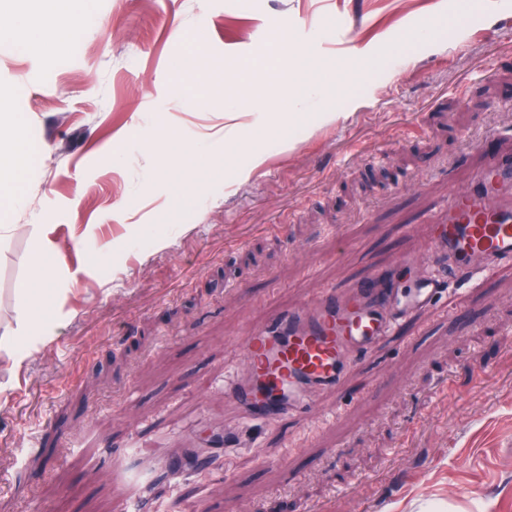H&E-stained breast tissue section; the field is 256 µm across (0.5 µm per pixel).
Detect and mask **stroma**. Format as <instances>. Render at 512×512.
Wrapping results in <instances>:
<instances>
[{"mask_svg":"<svg viewBox=\"0 0 512 512\" xmlns=\"http://www.w3.org/2000/svg\"><path fill=\"white\" fill-rule=\"evenodd\" d=\"M75 8L92 28L0 47V110L17 119L0 153L37 152L0 203V336L26 314L32 266L56 291L30 357L0 350V512H130L131 429L157 461L210 446L238 418L216 385L242 369L246 331L371 269L415 287L403 259L430 247L435 207L512 149V0ZM303 53L344 91L279 113ZM197 54L237 85L186 76ZM178 148L212 170L174 166ZM433 269L449 279L432 306L398 316L314 407L215 449L171 512H512V263L473 274L441 253Z\"/></svg>","mask_w":512,"mask_h":512,"instance_id":"35a3bbf8","label":"stroma"}]
</instances>
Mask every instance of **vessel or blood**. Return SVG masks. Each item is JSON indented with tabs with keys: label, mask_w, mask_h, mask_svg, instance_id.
<instances>
[{
	"label": "vessel or blood",
	"mask_w": 512,
	"mask_h": 512,
	"mask_svg": "<svg viewBox=\"0 0 512 512\" xmlns=\"http://www.w3.org/2000/svg\"><path fill=\"white\" fill-rule=\"evenodd\" d=\"M434 249L475 272L491 260L512 261V153L489 156L474 183L451 193ZM440 286L439 278H425L402 300L394 289L364 283L348 292L327 290L309 306L274 312L264 330L245 338L248 377L229 376L224 391L251 420L285 417L336 385L348 369L349 353L367 350L388 334V305L429 304Z\"/></svg>",
	"instance_id": "vessel-or-blood-1"
}]
</instances>
